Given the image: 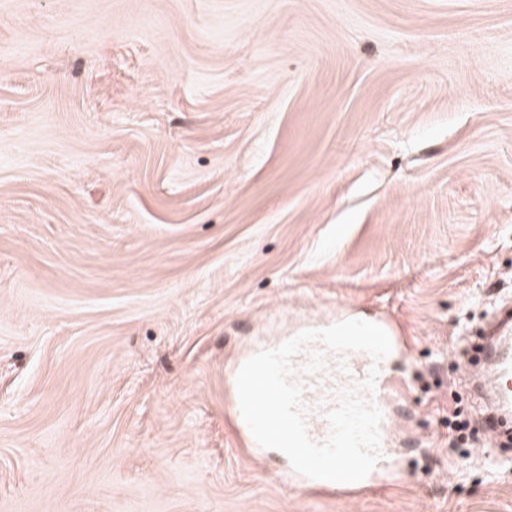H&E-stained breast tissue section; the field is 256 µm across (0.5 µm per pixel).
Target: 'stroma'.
<instances>
[{
  "label": "stroma",
  "instance_id": "obj_1",
  "mask_svg": "<svg viewBox=\"0 0 512 512\" xmlns=\"http://www.w3.org/2000/svg\"><path fill=\"white\" fill-rule=\"evenodd\" d=\"M512 298V0H0V512H512L456 448ZM387 316L401 455L284 486L244 351ZM260 350H262V349H260ZM260 350H258V351H260ZM258 351H255L251 354L237 358L232 365V377H233L235 393H234V398L230 403V419L240 434L241 445L243 447L250 448L252 451H258L262 448L254 440L249 428L247 427V425L242 417L240 406H239V399H238V393H237L235 380H236V374H237L238 370L240 369V367L243 365V363L249 357H251L253 354H255Z\"/></svg>",
  "mask_w": 512,
  "mask_h": 512
}]
</instances>
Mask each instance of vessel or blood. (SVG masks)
<instances>
[{
    "label": "vessel or blood",
    "instance_id": "1",
    "mask_svg": "<svg viewBox=\"0 0 512 512\" xmlns=\"http://www.w3.org/2000/svg\"><path fill=\"white\" fill-rule=\"evenodd\" d=\"M503 331L496 341L483 343L480 359L494 372V405L485 407L482 416L484 431L492 439H503L512 430V301L507 302L497 313ZM308 360L307 353L298 354L293 360V379L303 385V402L307 409V426L312 439L320 441L328 434L325 418L328 409L335 405L334 390L347 388L362 379L373 364L372 358L363 352H352L338 358L335 371L321 375L303 374L302 368ZM401 388L399 379L391 376L387 369H380L376 381L375 401L386 407L389 400ZM284 485L299 488L308 493H332L336 483L307 478L293 469L279 472Z\"/></svg>",
    "mask_w": 512,
    "mask_h": 512
}]
</instances>
